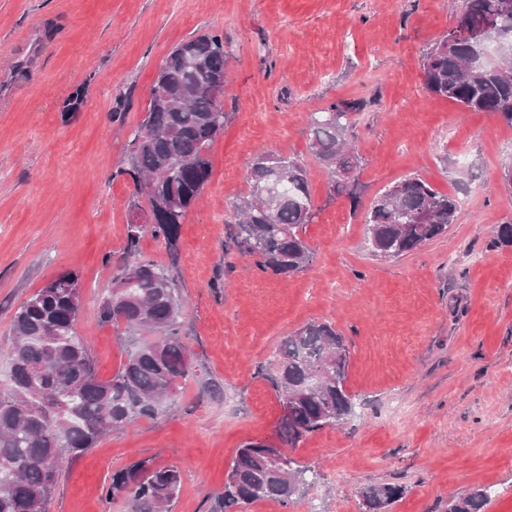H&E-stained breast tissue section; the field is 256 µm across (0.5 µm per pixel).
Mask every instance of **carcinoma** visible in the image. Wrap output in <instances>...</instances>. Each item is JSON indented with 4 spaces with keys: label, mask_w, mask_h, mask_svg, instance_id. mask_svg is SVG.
<instances>
[{
    "label": "carcinoma",
    "mask_w": 512,
    "mask_h": 512,
    "mask_svg": "<svg viewBox=\"0 0 512 512\" xmlns=\"http://www.w3.org/2000/svg\"><path fill=\"white\" fill-rule=\"evenodd\" d=\"M462 19L440 36L423 57L426 91L472 112H488L512 126V0H464ZM501 30L508 67L495 59L468 70L467 61L485 47L471 38L490 16ZM227 52L220 35L182 41L165 58L154 80L146 117L129 137V175L150 210L164 208L155 224L127 226V262L104 297L98 317L123 326L131 348L109 379L98 376L91 349L77 329L81 280L66 271L17 308L0 357L9 381L0 386V512H47L65 462L96 447L108 431L151 419L163 411L192 361L177 327L183 300L171 270L138 254L142 234L165 241L175 253L183 220L211 176L207 149L224 130L223 103L206 89L226 77ZM360 100L337 101L310 117V149L329 170L330 192L357 202L351 174L358 154L348 144L352 115ZM245 198L234 201L237 220L231 241L263 270L289 276L310 260L305 228L313 218L304 165L290 157L260 153L249 170ZM459 202L429 182L409 176L377 196L366 216L365 244L379 260L397 259L442 236L455 223ZM344 337L329 322L310 321L286 336L264 376L290 409L280 421V459L271 445L240 448L213 512H235L266 500L290 505L303 495L293 477L307 485L317 473L289 454L307 435L346 422L355 414L347 392ZM181 484L174 466L148 461L112 473V493L125 496L130 512H171ZM403 494L398 484L361 491L364 512H387ZM492 494L482 487L452 500L448 512H483Z\"/></svg>",
    "instance_id": "cac0c4a2"
}]
</instances>
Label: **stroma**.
<instances>
[{"instance_id": "35a3bbf8", "label": "stroma", "mask_w": 512, "mask_h": 512, "mask_svg": "<svg viewBox=\"0 0 512 512\" xmlns=\"http://www.w3.org/2000/svg\"><path fill=\"white\" fill-rule=\"evenodd\" d=\"M461 0H0V340L16 308L61 273L82 281L78 330L100 378L125 362L122 331L98 309L127 258V226L149 210L127 169L168 53L222 35L229 53L224 131L212 176L188 210L179 251L151 233L143 257L171 266L186 300L178 327L194 374L166 411L115 428L63 468L48 512H129L114 471L172 465L171 512H212L245 443L277 440L281 405L260 370L310 321L332 323L350 358L353 419L308 436L293 458L319 479L296 503L246 512H363L360 491L396 483L389 512H448L451 497L497 490L512 512V127L429 95L422 59ZM81 92L77 111L66 109ZM367 101L348 138L360 202L329 191L309 149L311 113ZM297 157L308 171L311 259L285 277L228 246L231 202L253 158ZM409 175L455 195L447 234L398 259L371 257L364 214Z\"/></svg>"}]
</instances>
